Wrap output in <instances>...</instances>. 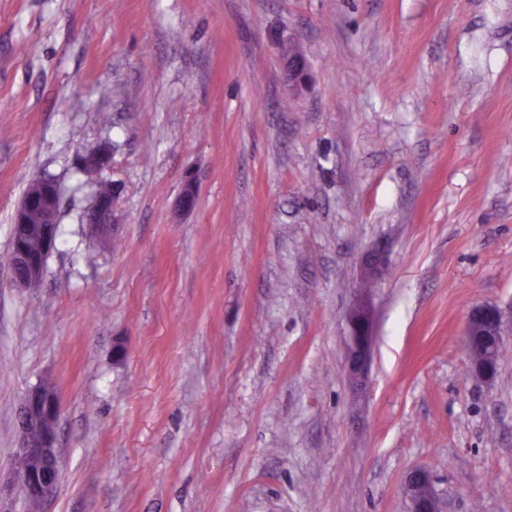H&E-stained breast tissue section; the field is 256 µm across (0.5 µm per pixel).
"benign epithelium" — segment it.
<instances>
[{
  "label": "benign epithelium",
  "mask_w": 512,
  "mask_h": 512,
  "mask_svg": "<svg viewBox=\"0 0 512 512\" xmlns=\"http://www.w3.org/2000/svg\"><path fill=\"white\" fill-rule=\"evenodd\" d=\"M110 151L106 146L97 147L80 158L81 166L100 174L108 166ZM113 194L96 201L89 219L96 221L98 231L106 235L112 223L116 205L115 197L120 195L121 186L112 183ZM197 198L196 183L188 178L184 181L179 197V206L184 211L194 208ZM42 210L41 222L33 231L39 248L31 249L27 244L12 241L11 270L18 286L27 288L38 279L44 270L50 253L55 248V228L60 206V191L54 180H43L38 191L26 195L17 206L13 224L29 223L34 204ZM385 267L384 256L370 254L365 262V278L375 281ZM348 323V372L352 379L362 380L370 359L373 332V312L369 302L358 300L349 310ZM463 343L469 354V372L472 377L489 382L496 377L492 362L499 360L504 344L501 311L494 306H476L468 315ZM60 407L56 393L45 386L31 391L20 411L21 435L17 457L21 469L16 478L28 500L36 505L52 495L60 475V458L56 448V422ZM408 512H440L439 500L433 489L430 476L423 469L410 472L407 479Z\"/></svg>",
  "instance_id": "benign-epithelium-1"
}]
</instances>
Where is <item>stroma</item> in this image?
<instances>
[{
    "instance_id": "1",
    "label": "stroma",
    "mask_w": 512,
    "mask_h": 512,
    "mask_svg": "<svg viewBox=\"0 0 512 512\" xmlns=\"http://www.w3.org/2000/svg\"><path fill=\"white\" fill-rule=\"evenodd\" d=\"M101 144L104 240L77 163ZM44 176L61 235L21 288L12 215ZM479 305L505 320L489 383ZM40 386L62 465L40 512H406L417 468L443 512H512V0H0V512H29ZM112 191L111 193V184L104 181H98V189L96 193L102 195H109L107 198H103L99 195L96 197V201L92 211L89 214V219L96 221V225L98 227V232H102L104 236L109 233V230L112 226V215L114 212V208L116 205V196L121 193V186L115 182H112ZM348 372L352 379L361 381L370 359L373 332V312L366 299H359L349 310ZM463 343L469 354V372L472 377L490 382L496 377L492 361L498 363L504 344V331L501 311L494 306H476L468 315ZM475 336H484L481 346L473 343ZM479 353L484 357H475ZM59 414L56 393L45 386L31 391L21 407L17 457L22 468L16 478L33 505L57 489L61 462L55 428Z\"/></svg>"
}]
</instances>
